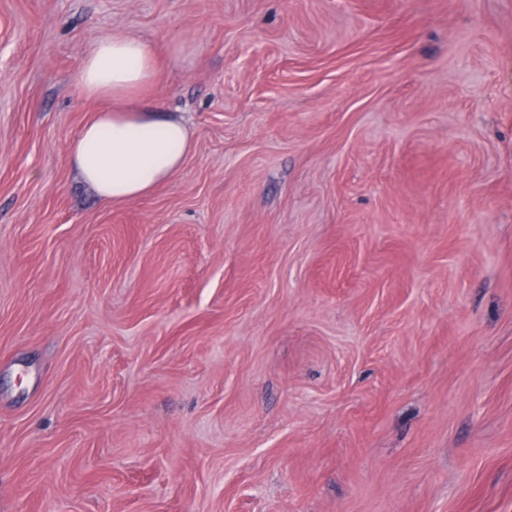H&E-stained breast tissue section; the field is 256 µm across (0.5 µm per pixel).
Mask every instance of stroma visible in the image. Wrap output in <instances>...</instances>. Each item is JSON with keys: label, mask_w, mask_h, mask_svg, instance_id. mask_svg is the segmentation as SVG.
<instances>
[{"label": "stroma", "mask_w": 512, "mask_h": 512, "mask_svg": "<svg viewBox=\"0 0 512 512\" xmlns=\"http://www.w3.org/2000/svg\"><path fill=\"white\" fill-rule=\"evenodd\" d=\"M112 34L195 146L106 205ZM0 512H512V0H0Z\"/></svg>", "instance_id": "obj_1"}]
</instances>
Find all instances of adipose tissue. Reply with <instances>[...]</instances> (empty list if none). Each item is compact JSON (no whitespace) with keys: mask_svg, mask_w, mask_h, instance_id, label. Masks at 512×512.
I'll return each instance as SVG.
<instances>
[{"mask_svg":"<svg viewBox=\"0 0 512 512\" xmlns=\"http://www.w3.org/2000/svg\"><path fill=\"white\" fill-rule=\"evenodd\" d=\"M157 77L152 48L130 35L101 38L76 69V89L101 106L73 137L70 162L102 203L148 194L192 150L185 118L147 93Z\"/></svg>","mask_w":512,"mask_h":512,"instance_id":"ef3b65f1","label":"adipose tissue"}]
</instances>
